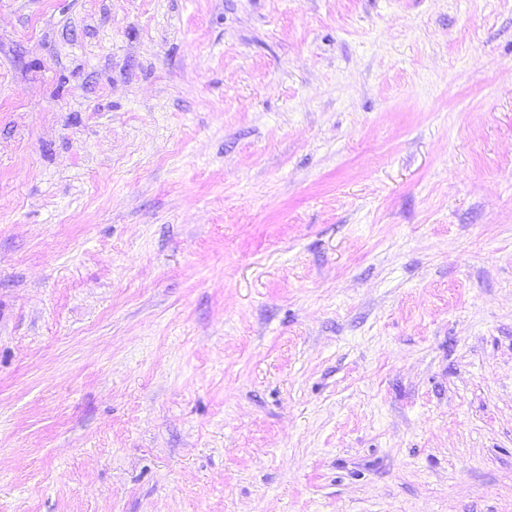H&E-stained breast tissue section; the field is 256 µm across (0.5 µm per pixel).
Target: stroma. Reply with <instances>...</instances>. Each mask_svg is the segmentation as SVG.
I'll use <instances>...</instances> for the list:
<instances>
[{"label":"stroma","mask_w":512,"mask_h":512,"mask_svg":"<svg viewBox=\"0 0 512 512\" xmlns=\"http://www.w3.org/2000/svg\"><path fill=\"white\" fill-rule=\"evenodd\" d=\"M0 512H512V0H0Z\"/></svg>","instance_id":"35a3bbf8"}]
</instances>
